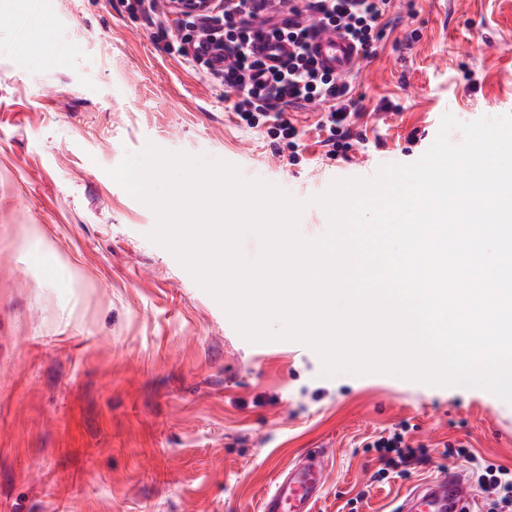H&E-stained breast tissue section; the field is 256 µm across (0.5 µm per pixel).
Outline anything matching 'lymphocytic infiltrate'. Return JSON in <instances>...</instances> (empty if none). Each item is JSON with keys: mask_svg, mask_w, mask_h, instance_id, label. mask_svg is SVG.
<instances>
[{"mask_svg": "<svg viewBox=\"0 0 512 512\" xmlns=\"http://www.w3.org/2000/svg\"><path fill=\"white\" fill-rule=\"evenodd\" d=\"M394 0H224L218 12L180 15L176 27L190 25L196 36L218 40L224 50V69L217 77L226 94L232 95L237 124L266 128L270 135L287 140L297 149L299 131L288 117L287 108L324 105L317 122L324 146L337 150L352 137L357 116L353 87L320 70L313 59L309 41L313 27L298 17L307 12L318 23L343 30L371 55L385 28L394 21ZM287 39L292 47L280 67L270 69L253 56L250 46L258 35ZM379 454L380 478L389 474L405 476L406 467L418 455L405 432H393L372 443ZM479 485L493 493V508L512 505V469L474 459Z\"/></svg>", "mask_w": 512, "mask_h": 512, "instance_id": "f902f5d3", "label": "lymphocytic infiltrate"}]
</instances>
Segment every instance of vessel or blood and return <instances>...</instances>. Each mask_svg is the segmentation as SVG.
Segmentation results:
<instances>
[{"label": "vessel or blood", "mask_w": 512, "mask_h": 512, "mask_svg": "<svg viewBox=\"0 0 512 512\" xmlns=\"http://www.w3.org/2000/svg\"><path fill=\"white\" fill-rule=\"evenodd\" d=\"M256 54L267 64L277 65L288 56L289 46L267 38L257 40ZM312 53L334 75L348 77L357 73L361 50L340 30L320 27L312 41ZM328 462L324 451L301 455L279 471L272 487L264 494L259 512H314L328 480ZM481 504L466 472L449 471L425 482L408 493L398 512H480Z\"/></svg>", "instance_id": "b4317fda"}]
</instances>
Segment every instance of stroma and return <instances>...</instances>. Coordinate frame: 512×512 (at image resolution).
I'll return each instance as SVG.
<instances>
[{
    "label": "stroma",
    "instance_id": "1",
    "mask_svg": "<svg viewBox=\"0 0 512 512\" xmlns=\"http://www.w3.org/2000/svg\"><path fill=\"white\" fill-rule=\"evenodd\" d=\"M401 8L362 63L350 149L295 109L293 161L126 0H0V512H258L310 448L330 453L315 512H393L472 452L512 469V404L482 388L328 377L302 344L245 341L109 174L151 142L306 199L417 161L444 114L512 113V0ZM402 424L429 460L376 482L371 444Z\"/></svg>",
    "mask_w": 512,
    "mask_h": 512
}]
</instances>
